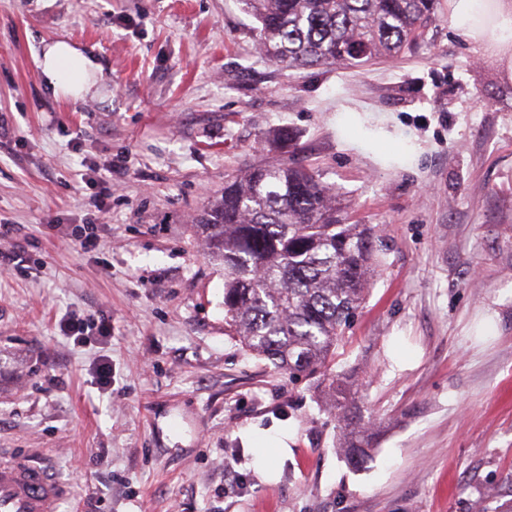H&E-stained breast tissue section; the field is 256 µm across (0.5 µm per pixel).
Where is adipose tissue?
<instances>
[{
    "mask_svg": "<svg viewBox=\"0 0 512 512\" xmlns=\"http://www.w3.org/2000/svg\"><path fill=\"white\" fill-rule=\"evenodd\" d=\"M451 27L496 50L512 80V0H448ZM36 61L54 93L79 101L91 94L98 65L65 41L44 44Z\"/></svg>",
    "mask_w": 512,
    "mask_h": 512,
    "instance_id": "ef3b65f1",
    "label": "adipose tissue"
}]
</instances>
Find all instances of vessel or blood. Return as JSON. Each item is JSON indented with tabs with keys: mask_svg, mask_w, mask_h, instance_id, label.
<instances>
[{
	"mask_svg": "<svg viewBox=\"0 0 512 512\" xmlns=\"http://www.w3.org/2000/svg\"><path fill=\"white\" fill-rule=\"evenodd\" d=\"M66 488L25 454L0 455V512H56Z\"/></svg>",
	"mask_w": 512,
	"mask_h": 512,
	"instance_id": "vessel-or-blood-1",
	"label": "vessel or blood"
}]
</instances>
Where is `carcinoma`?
I'll list each match as a JSON object with an SVG mask.
<instances>
[{"label": "carcinoma", "mask_w": 512, "mask_h": 512, "mask_svg": "<svg viewBox=\"0 0 512 512\" xmlns=\"http://www.w3.org/2000/svg\"><path fill=\"white\" fill-rule=\"evenodd\" d=\"M258 46L290 67L362 66L395 58L422 37L437 0H241ZM198 228L224 267V321L250 353L291 374L328 367L363 306L381 260L366 224H349L339 192L312 170L277 163L224 182ZM354 467L370 458L356 384H328Z\"/></svg>", "instance_id": "obj_1"}]
</instances>
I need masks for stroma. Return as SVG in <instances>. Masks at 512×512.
<instances>
[{"mask_svg":"<svg viewBox=\"0 0 512 512\" xmlns=\"http://www.w3.org/2000/svg\"><path fill=\"white\" fill-rule=\"evenodd\" d=\"M257 28L241 0H0V451L52 466L61 512H512V84L448 0L362 67L274 63ZM55 40L96 60L95 94L45 83ZM281 162L382 243L330 363L371 419L359 469L318 379L230 334L194 224L226 179ZM98 191L85 254L70 233ZM102 314L110 335L61 331Z\"/></svg>","mask_w":512,"mask_h":512,"instance_id":"obj_1","label":"stroma"}]
</instances>
